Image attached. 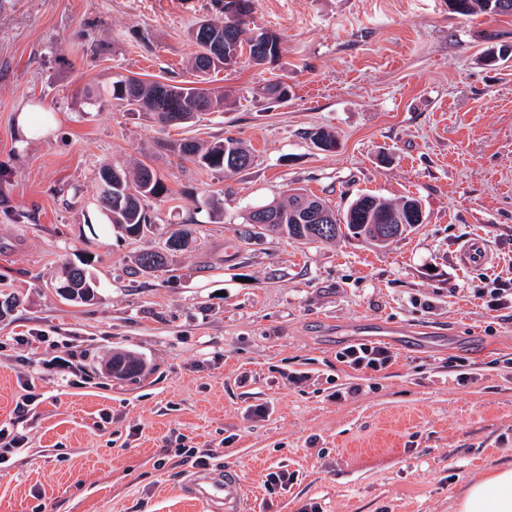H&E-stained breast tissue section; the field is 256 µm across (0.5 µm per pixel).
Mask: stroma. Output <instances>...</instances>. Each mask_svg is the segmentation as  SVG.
I'll list each match as a JSON object with an SVG mask.
<instances>
[{"instance_id":"1","label":"stroma","mask_w":512,"mask_h":512,"mask_svg":"<svg viewBox=\"0 0 512 512\" xmlns=\"http://www.w3.org/2000/svg\"><path fill=\"white\" fill-rule=\"evenodd\" d=\"M214 13L0 0V291L21 299L0 318V428L25 436L0 463V512H201L185 480L224 469L243 478L245 512H453L472 478L512 463V314L478 297L512 264V16L254 0L248 34L275 33L281 53L213 75L223 111L164 126L113 103L118 76L191 80L189 30ZM280 79L291 95L276 104L262 90ZM27 103L57 124L24 143ZM318 127L335 151L311 142ZM225 137L255 156L230 176L163 147ZM133 159L171 191L151 204L157 223L196 230L156 276L132 270L153 239L120 235L94 202L99 167ZM295 189L340 210L409 195L426 220L382 248L238 239L248 209ZM470 238L492 262L460 263ZM87 256L98 298L67 301L52 283ZM357 342L394 358L352 369L340 354ZM115 350L144 362L137 381L106 373ZM278 471L287 485L268 486Z\"/></svg>"}]
</instances>
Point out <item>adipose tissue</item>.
Listing matches in <instances>:
<instances>
[{
    "label": "adipose tissue",
    "mask_w": 512,
    "mask_h": 512,
    "mask_svg": "<svg viewBox=\"0 0 512 512\" xmlns=\"http://www.w3.org/2000/svg\"><path fill=\"white\" fill-rule=\"evenodd\" d=\"M455 512H512V465L471 480L454 502Z\"/></svg>",
    "instance_id": "obj_1"
}]
</instances>
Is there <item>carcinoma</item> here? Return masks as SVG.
<instances>
[{"instance_id":"obj_1","label":"carcinoma","mask_w":512,"mask_h":512,"mask_svg":"<svg viewBox=\"0 0 512 512\" xmlns=\"http://www.w3.org/2000/svg\"><path fill=\"white\" fill-rule=\"evenodd\" d=\"M454 9L462 14L484 13L492 15H512V10L500 8L502 0H450ZM216 15L198 22L189 34L198 47V53L192 60V69L207 74L237 63L243 54H248L251 62L260 65L273 62L278 52L272 50L264 54L262 44L279 46L278 36L261 32L249 38L244 37V19L240 15L250 16L253 0H214ZM112 100L130 111L142 112L157 123L169 125L168 117L177 112L182 120H192L203 112H219L224 109L225 94L221 91H205L186 87L178 82L162 83L125 78L112 82ZM311 141L323 151L336 148V139L331 131L317 128L309 133ZM165 147L182 157L190 159L198 166L217 172H238L247 165L232 164L234 154L253 161L249 148L241 141L223 138L211 143L185 139L169 142ZM109 197L110 205L102 207L110 224L117 232L128 237L139 238L153 234L158 230L155 217L146 205L150 199H162L169 196V190L160 177L147 164L138 162L134 171L122 166L105 165L98 171L96 178V197ZM419 200L414 197H402L388 200L380 196L362 194L352 201L343 211H339L330 202L304 192L292 193L285 200H273L260 209L269 214L268 224L263 229L274 231L300 243L330 241L338 236L351 235L373 241L380 245L382 241L372 235L375 224H412L410 210ZM322 209L332 218L331 231L317 239L313 233V223L308 216L314 210ZM189 235L188 228H179L169 232L164 248L158 251L144 250L135 256V272L152 275L164 270L167 263L166 251L169 243ZM59 283L69 288H83L97 292L96 284L90 275L73 276L69 266L61 270ZM112 362L123 364L124 380H133L142 371V361L123 352L112 356Z\"/></svg>"}]
</instances>
